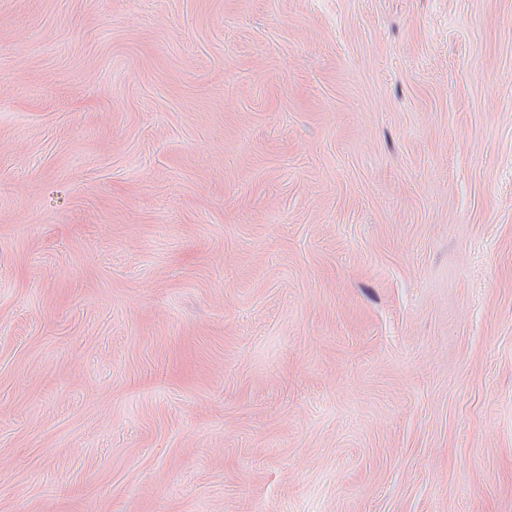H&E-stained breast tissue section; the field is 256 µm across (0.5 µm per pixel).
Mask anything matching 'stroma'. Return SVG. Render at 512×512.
I'll use <instances>...</instances> for the list:
<instances>
[{
    "label": "stroma",
    "instance_id": "1",
    "mask_svg": "<svg viewBox=\"0 0 512 512\" xmlns=\"http://www.w3.org/2000/svg\"><path fill=\"white\" fill-rule=\"evenodd\" d=\"M0 512H512V0H0Z\"/></svg>",
    "mask_w": 512,
    "mask_h": 512
}]
</instances>
